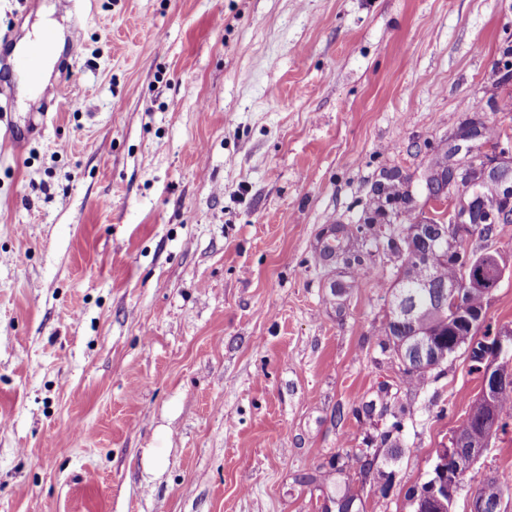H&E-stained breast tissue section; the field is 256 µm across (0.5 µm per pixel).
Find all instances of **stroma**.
Masks as SVG:
<instances>
[{
  "mask_svg": "<svg viewBox=\"0 0 512 512\" xmlns=\"http://www.w3.org/2000/svg\"><path fill=\"white\" fill-rule=\"evenodd\" d=\"M54 3L0 0V34ZM64 17L81 40L11 106L43 129L0 142V512H412L481 379L462 349L403 381L386 233L453 215L435 160L512 156V0ZM492 476L512 432L453 512Z\"/></svg>",
  "mask_w": 512,
  "mask_h": 512,
  "instance_id": "stroma-1",
  "label": "stroma"
}]
</instances>
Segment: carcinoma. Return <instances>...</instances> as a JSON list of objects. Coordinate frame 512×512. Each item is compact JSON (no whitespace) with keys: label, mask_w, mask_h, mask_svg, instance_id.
I'll return each mask as SVG.
<instances>
[{"label":"carcinoma","mask_w":512,"mask_h":512,"mask_svg":"<svg viewBox=\"0 0 512 512\" xmlns=\"http://www.w3.org/2000/svg\"><path fill=\"white\" fill-rule=\"evenodd\" d=\"M458 276V267L448 256V241L443 240L435 246L433 259L402 260L396 277L394 293L403 291L415 293L419 302L418 322L411 326L403 321L395 311H390L386 336L389 347L402 366L405 381L415 387L426 385L432 372L448 357L458 350L473 346L476 328L472 324L480 313L485 311L487 295L480 289H473L465 295L466 311L461 316L448 314L441 306V297L448 281ZM417 337L428 339L433 345L432 360L423 362L413 352L412 345ZM485 405L481 396H476L469 404L466 419L473 421V430L466 446L485 448L493 434L482 431L481 418ZM497 430L506 432L512 424V386L501 389L495 404ZM506 481L499 477L487 479L478 491L489 502L503 498ZM414 512H448V499H437L432 494V485L424 483L412 493Z\"/></svg>","instance_id":"obj_1"}]
</instances>
